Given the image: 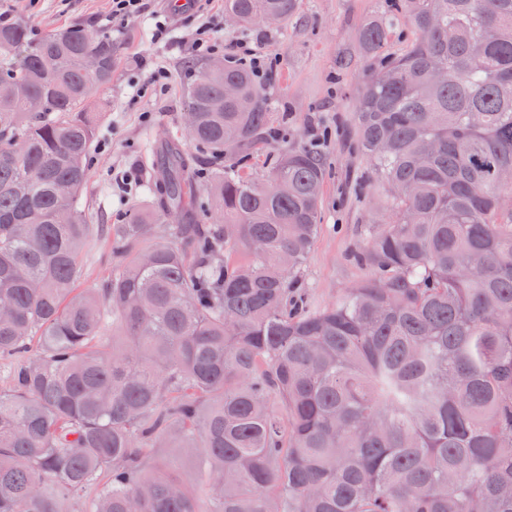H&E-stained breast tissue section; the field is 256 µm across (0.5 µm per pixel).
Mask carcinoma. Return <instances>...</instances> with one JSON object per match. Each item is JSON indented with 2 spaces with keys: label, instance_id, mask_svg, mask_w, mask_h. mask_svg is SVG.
Wrapping results in <instances>:
<instances>
[{
  "label": "carcinoma",
  "instance_id": "cac0c4a2",
  "mask_svg": "<svg viewBox=\"0 0 512 512\" xmlns=\"http://www.w3.org/2000/svg\"><path fill=\"white\" fill-rule=\"evenodd\" d=\"M381 3L353 122L387 220L356 257L368 275L322 308L299 270L325 158L294 147L250 172L288 106L230 58L188 63L196 152L152 145L146 208L107 225L106 287L74 292L90 92L112 87L117 52L80 26L0 22V512H59L92 487L87 512H512V0ZM297 8L224 0L245 28ZM402 17L412 38L387 55ZM150 448L202 449L206 499L146 468Z\"/></svg>",
  "mask_w": 512,
  "mask_h": 512
}]
</instances>
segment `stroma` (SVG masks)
Returning <instances> with one entry per match:
<instances>
[{
    "instance_id": "obj_1",
    "label": "stroma",
    "mask_w": 512,
    "mask_h": 512,
    "mask_svg": "<svg viewBox=\"0 0 512 512\" xmlns=\"http://www.w3.org/2000/svg\"><path fill=\"white\" fill-rule=\"evenodd\" d=\"M378 9L379 0H299L288 22L258 23L244 32L225 15L224 0H201L188 14L172 9L168 0H152L147 11L118 27L112 24V0H0V14L29 20L35 34L78 24L111 37L117 48V69L99 121L105 138L95 146L82 197L93 219L80 255L77 288L105 287L110 269L104 227L118 223L144 200L140 186L122 192V178L130 174L140 185L147 182L153 175L149 143L185 132L183 98L190 76L183 65L194 58L196 30L206 19L217 39L247 37L273 61L262 90L272 101L288 105V123L281 128L280 139L255 153L254 171L268 168L283 148L311 144L323 133L328 136L321 147L327 175L320 228L301 271L312 305L330 304L361 281L367 269L355 256L364 250L368 230L381 224L382 216L357 189L371 173L355 147L352 113L370 64L360 31ZM160 18L167 34L158 39L155 22ZM161 68L170 73L167 86L150 84L152 73ZM147 462L175 471L190 486L201 482L191 449L153 448Z\"/></svg>"
}]
</instances>
